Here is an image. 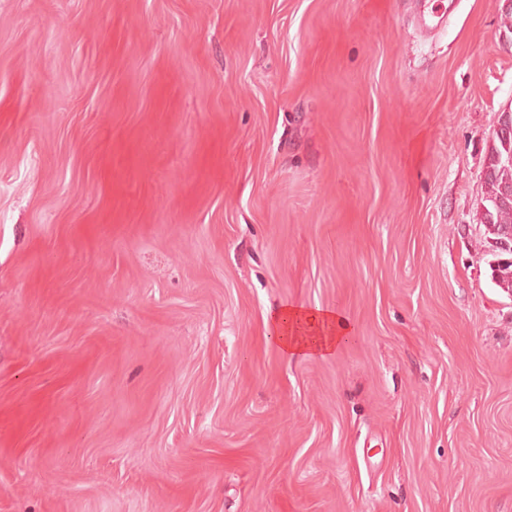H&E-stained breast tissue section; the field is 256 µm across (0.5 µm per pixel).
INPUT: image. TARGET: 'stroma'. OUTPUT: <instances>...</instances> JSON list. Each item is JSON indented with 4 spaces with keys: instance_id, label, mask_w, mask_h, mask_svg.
<instances>
[{
    "instance_id": "obj_1",
    "label": "stroma",
    "mask_w": 512,
    "mask_h": 512,
    "mask_svg": "<svg viewBox=\"0 0 512 512\" xmlns=\"http://www.w3.org/2000/svg\"><path fill=\"white\" fill-rule=\"evenodd\" d=\"M444 3L0 0V512H512V33ZM497 145L494 147L488 170L485 177L486 192L483 198V203L490 207L491 211V224H488V207L481 203V224H484L490 229L488 234L492 239L490 246L492 251H500L498 246L504 252H511V244L502 240L498 243L499 239L506 238L507 233L512 235V164H504L502 158L508 153V163L512 162V134L509 138L508 149L504 146V141L496 137ZM500 156V160H497ZM494 230V231H491ZM274 341L290 357L327 358L353 338L347 318L332 310L288 305L272 315Z\"/></svg>"
}]
</instances>
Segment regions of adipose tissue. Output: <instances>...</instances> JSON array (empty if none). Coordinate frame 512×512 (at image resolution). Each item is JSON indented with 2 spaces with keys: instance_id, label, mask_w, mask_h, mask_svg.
I'll return each instance as SVG.
<instances>
[{
  "instance_id": "obj_1",
  "label": "adipose tissue",
  "mask_w": 512,
  "mask_h": 512,
  "mask_svg": "<svg viewBox=\"0 0 512 512\" xmlns=\"http://www.w3.org/2000/svg\"><path fill=\"white\" fill-rule=\"evenodd\" d=\"M274 340L292 357L327 358L353 337L347 318L331 310H310L288 305L272 316Z\"/></svg>"
}]
</instances>
